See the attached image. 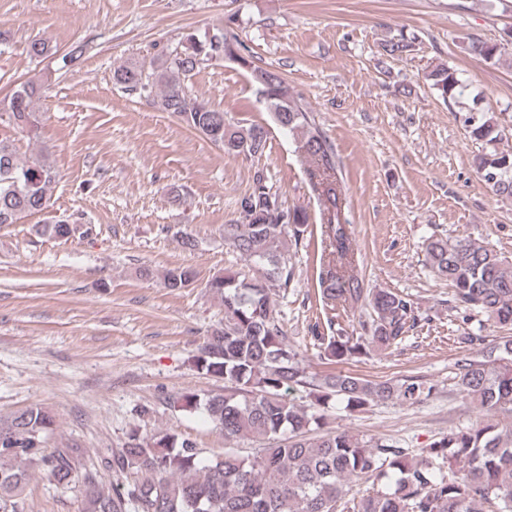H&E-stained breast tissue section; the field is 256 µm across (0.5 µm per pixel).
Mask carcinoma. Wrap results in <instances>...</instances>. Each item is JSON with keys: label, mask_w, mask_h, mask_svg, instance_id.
Masks as SVG:
<instances>
[{"label": "carcinoma", "mask_w": 512, "mask_h": 512, "mask_svg": "<svg viewBox=\"0 0 512 512\" xmlns=\"http://www.w3.org/2000/svg\"><path fill=\"white\" fill-rule=\"evenodd\" d=\"M512 32L495 42L471 37L468 53L496 64L508 55ZM401 37L382 50L391 57L410 51ZM29 54L57 56L46 39H34ZM226 58L246 68L257 94L274 113L276 123L299 136L311 163L308 175L326 217L323 235L328 260L319 272L321 297L364 302L374 317L360 323L359 335L335 328L313 330L323 359L339 364L371 352L384 353L401 343L418 315L405 296L384 288L367 289L352 270L354 245L344 218L341 187L332 179L336 155L309 110L288 90L275 71L254 63L248 47L228 28L188 33L181 45L145 71L127 61L115 67L120 88L152 98L204 139L232 156L262 157L265 126L224 123V113L184 80L200 65ZM424 79L443 102L463 96L467 81L443 63L431 66ZM43 84L30 79L17 84L0 101V124L7 123L28 139L41 140L44 113L37 103ZM463 124L469 136L491 147L476 157L481 180L499 196L512 198V150L497 144L505 133L484 116L472 99ZM57 183L51 151L42 146L28 161L18 156L15 141L0 138V225L15 224L48 207ZM237 220L224 225V241L257 268L250 281L230 269L215 274L205 288L224 305V326L206 337L193 356L197 369L224 381V391L206 396L185 392L172 399L185 412L202 410L226 440L266 441L252 457L233 451L203 461L194 442L165 432L142 438L133 431L120 448H104L99 468L126 481L105 489L98 472L81 481V512H512V421L490 419L452 431L420 449V459L381 438H365L346 430L323 428L322 411L332 407L365 409L395 399L414 405L430 397L434 386L417 376L372 381L337 373L318 379L301 367L297 351L275 312L274 296L287 291L293 271L284 261L287 238L299 241L306 213L289 207L269 183L266 169L255 167L249 190L239 200ZM38 231L68 239L76 227L65 221L42 224ZM429 267L453 289L452 309H479L500 324H512V266L500 253L475 241L431 236L425 248ZM165 288L179 292L198 280L191 267L161 274ZM460 392L490 417L512 415V341L504 355L463 357L458 362ZM306 387L318 412L307 413L288 403L284 394ZM53 415L34 404L0 417V512H20L28 482L40 473L60 489H68L84 468L81 448L48 450Z\"/></svg>", "instance_id": "obj_1"}]
</instances>
